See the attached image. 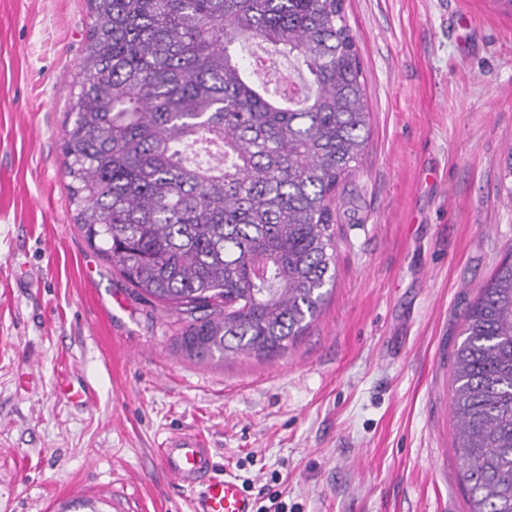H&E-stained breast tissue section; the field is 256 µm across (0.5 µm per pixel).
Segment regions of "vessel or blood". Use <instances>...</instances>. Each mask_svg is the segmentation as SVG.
Listing matches in <instances>:
<instances>
[{
  "label": "vessel or blood",
  "mask_w": 512,
  "mask_h": 512,
  "mask_svg": "<svg viewBox=\"0 0 512 512\" xmlns=\"http://www.w3.org/2000/svg\"><path fill=\"white\" fill-rule=\"evenodd\" d=\"M158 456L166 473L184 489L192 492L204 486L202 512H254L236 481L217 472L213 453L198 434L185 432L172 437Z\"/></svg>",
  "instance_id": "b4317fda"
}]
</instances>
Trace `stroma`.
<instances>
[{"mask_svg":"<svg viewBox=\"0 0 512 512\" xmlns=\"http://www.w3.org/2000/svg\"><path fill=\"white\" fill-rule=\"evenodd\" d=\"M372 134L336 200L333 289L303 336L199 361L175 311L85 242L64 135L87 0H0V512H192L157 452L184 432L288 512H469L451 401L464 314L512 250V13L345 0ZM253 79L290 64L247 42ZM87 397L70 401L62 379Z\"/></svg>","mask_w":512,"mask_h":512,"instance_id":"35a3bbf8","label":"stroma"}]
</instances>
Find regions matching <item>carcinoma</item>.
Wrapping results in <instances>:
<instances>
[{
	"mask_svg": "<svg viewBox=\"0 0 512 512\" xmlns=\"http://www.w3.org/2000/svg\"><path fill=\"white\" fill-rule=\"evenodd\" d=\"M65 154L76 224L189 357H271L335 278L336 190L371 133L344 0H88ZM304 82L278 101L235 48ZM210 157L202 164L199 153ZM452 405L469 512H512V259L464 315ZM240 56L246 64H253L255 57H261L265 60L264 69H255L252 78L254 81L265 82L269 92L274 93L279 89V77L282 73H288L292 67L288 59L274 52L271 45L258 40L247 42L243 47L238 49Z\"/></svg>",
	"mask_w": 512,
	"mask_h": 512,
	"instance_id": "obj_1",
	"label": "carcinoma"
}]
</instances>
